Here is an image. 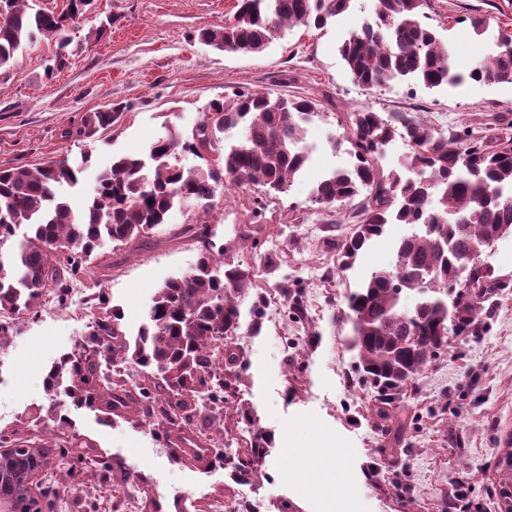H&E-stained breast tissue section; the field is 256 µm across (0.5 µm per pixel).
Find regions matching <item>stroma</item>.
I'll return each mask as SVG.
<instances>
[{
    "label": "stroma",
    "mask_w": 512,
    "mask_h": 512,
    "mask_svg": "<svg viewBox=\"0 0 512 512\" xmlns=\"http://www.w3.org/2000/svg\"><path fill=\"white\" fill-rule=\"evenodd\" d=\"M235 0H92L69 25L63 65H56V42L36 38L8 66L0 68V168H36L61 158L90 155L79 187L69 190L83 206L97 174L112 158L145 152L168 129L190 132L210 102L240 91L314 95L324 115L307 127L314 151L289 191L270 199L263 231L246 249L251 272L266 293L302 289L305 315L295 320L281 310L264 317L261 331L249 337L243 398L261 430L273 442L251 490L270 512L281 501L298 512H496L492 484L495 466L512 433V236L498 241L488 262L506 281L489 331L478 338L455 339L439 360L420 373L397 398L396 411L417 418L409 450L399 467L410 484L398 496L389 467L377 461L383 437L371 416L378 394L358 380L356 357L340 317L349 289L384 266L394 238L405 233L389 225L354 269L338 267L336 236L349 232L360 202L328 210L310 201L313 184L327 171L348 164L335 142L348 113L368 106L383 116H414L438 130L470 128L476 136L512 133V83L468 82L428 90L407 81L367 90L357 85L339 54L352 29L370 14L371 0H354L346 14L320 30L295 28L257 54H230L203 44L198 33L223 26ZM111 28L88 39L100 20ZM489 21L491 30L512 29V0H428L422 22L434 28L455 51V64L467 68L480 54L469 18ZM119 106L120 119L95 139L64 138L85 113ZM251 190L216 197L215 208L200 224L208 241L233 240L251 218ZM186 215L172 210L138 248L105 242L91 255L76 282L84 295L61 308L45 300L23 317L0 348V428H16L22 416L53 413L56 402L43 385L48 365L72 351L88 332L86 296L102 288L123 312V323L137 331L146 321L151 298L166 281L194 267L199 244L182 232ZM280 258L266 273L267 258ZM67 432L91 438L114 466L143 478L146 496L138 512H150L154 497L163 512H212L241 486L221 467L202 470L176 463L149 427L125 420L102 423L99 412L66 406ZM341 473L351 491L332 494L325 478ZM76 490H57L43 512H74L75 497L112 501L111 487L84 483L74 470Z\"/></svg>",
    "instance_id": "obj_1"
}]
</instances>
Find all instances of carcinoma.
<instances>
[{
	"label": "carcinoma",
	"instance_id": "cac0c4a2",
	"mask_svg": "<svg viewBox=\"0 0 512 512\" xmlns=\"http://www.w3.org/2000/svg\"><path fill=\"white\" fill-rule=\"evenodd\" d=\"M91 0H69L60 11L37 7L35 0H0V67L39 34L67 46L66 26ZM353 0H236L221 28L199 32L204 44L227 53L263 52L284 30H320L350 9ZM426 0H373L372 16L350 31L339 52L354 80L370 89L411 80L428 89L472 80L487 85L512 83V33L488 37L482 18L470 20L475 36L486 40L484 53L466 70L457 69L452 51L418 14ZM308 96L239 92L209 104L205 118L189 133L171 131L145 154L112 158L101 171L85 207L72 208L64 186L75 187L89 158L76 165L64 158L31 171L0 169V313L36 311L44 296L58 306L70 300V284L84 273L88 258L103 241L137 247L170 211L183 207L190 220L185 232L214 208L221 187L254 188L251 223L239 227L235 243L262 231L266 198L285 194L306 167V125L319 116ZM119 108L86 113L76 138L93 137L113 125ZM242 129L240 138L225 134ZM410 150L396 168L381 160L396 138ZM350 162L325 173L311 190L321 209L364 199L350 234L336 240L341 268L354 267L368 244L389 224L408 232L396 241L387 266L372 271L347 296L343 319L350 325L361 378L381 392L373 415L384 433L380 460L399 463L406 436L416 422L396 423L392 403L408 384L448 349L453 336L483 335L496 297L506 284L480 256L459 272L460 259L479 247L487 250L512 235V140L489 145L468 131H440L407 117L400 126L369 107L348 114L342 140ZM191 154L201 163L188 165ZM26 227L14 247L8 242ZM52 287H47V284ZM250 284L244 260L225 246L215 255L204 240L194 268L168 281L152 296L153 316L136 336L127 334L120 308L100 292L90 332L78 348L56 358L44 384L76 407L101 412L105 423L127 419L138 407L153 434L172 457L209 469L224 461V446L236 439L239 424L251 423L242 400L244 351L228 337L240 328L237 295ZM266 295L252 304L251 333L261 329ZM143 374L129 383L127 367ZM270 435L253 432L242 439L229 462L238 482L254 477ZM0 447L13 460L43 470L48 490L54 473L76 464L122 488L129 475L117 473L97 444L74 434H57L34 449L18 431L0 430ZM52 460H47V457ZM497 512H512V435L495 467Z\"/></svg>",
	"mask_w": 512,
	"mask_h": 512
}]
</instances>
